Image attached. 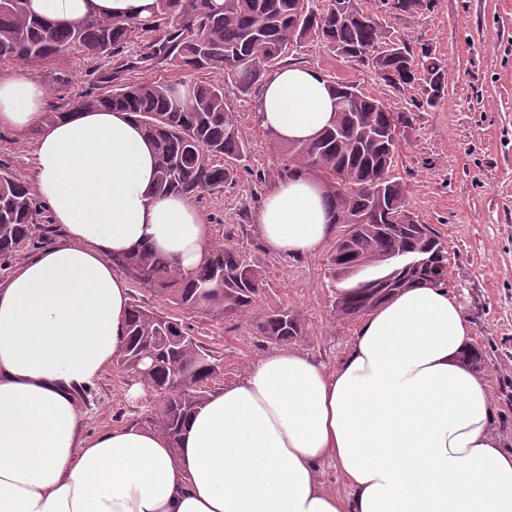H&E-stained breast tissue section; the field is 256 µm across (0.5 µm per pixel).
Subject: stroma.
<instances>
[{
    "instance_id": "stroma-1",
    "label": "stroma",
    "mask_w": 512,
    "mask_h": 512,
    "mask_svg": "<svg viewBox=\"0 0 512 512\" xmlns=\"http://www.w3.org/2000/svg\"><path fill=\"white\" fill-rule=\"evenodd\" d=\"M395 32L419 37L445 65V97L434 107L415 108L421 89L398 93L356 61L306 44L290 61L314 68L331 82L353 83L392 108H410L412 120L399 134L393 176L406 184L411 211L433 227L448 248L447 290L472 327L481 357L479 375L493 403L492 434L512 451V0H433L413 17L379 10L378 0H358ZM108 62L73 56L32 74L49 88L48 109H69L78 95L102 93L99 76ZM69 82L57 87V74ZM190 80L224 84V95L249 146L234 181L203 193L195 206L212 240L230 236L265 275L258 312L288 307L300 314L304 334L295 349L333 367L346 355L359 323L334 308L328 258L335 240L307 256H280L259 237L256 216L285 164L283 143L263 127L258 90L242 94L222 71L191 72ZM34 134L0 131V169L34 182L30 158ZM131 302L191 326L221 367L217 386L234 383L248 365L274 350L255 336L250 318L217 320L177 308L151 289L129 280ZM131 375L112 367L81 401L82 428L94 434L112 427L151 425L155 402L149 392L131 395Z\"/></svg>"
}]
</instances>
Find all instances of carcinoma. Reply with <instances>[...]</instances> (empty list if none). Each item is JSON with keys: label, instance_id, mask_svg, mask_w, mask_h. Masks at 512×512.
I'll return each instance as SVG.
<instances>
[{"label": "carcinoma", "instance_id": "carcinoma-1", "mask_svg": "<svg viewBox=\"0 0 512 512\" xmlns=\"http://www.w3.org/2000/svg\"><path fill=\"white\" fill-rule=\"evenodd\" d=\"M431 5L432 0H397L395 8L412 17ZM141 35L136 58L104 77L111 91L86 94L76 107L136 115L156 150L160 195L198 197L233 180V164L243 159L246 145L226 105L224 83L126 82L124 72L141 64H164L175 72L222 70L245 94L290 47L313 42L332 55L362 60L374 54V74L386 86L402 93L419 85L428 106L437 105L447 87V70L431 49L362 15L355 0H326L322 9L314 0H153L145 19L92 18L73 28L31 16L26 0H0V62L118 58ZM185 85L190 92H178ZM333 89V124L311 141L287 144L278 175L302 171L319 178L339 228L353 225L329 263L336 311L356 319L403 288L447 284L448 257L440 236L410 211L405 185L390 174L397 128L410 122L409 113L390 109L353 84L340 82ZM43 239L35 186L0 171V255ZM406 254L432 259L431 268L405 269L399 258ZM115 263L164 300L217 320L249 315L265 287L262 271L228 235L209 244L204 262L189 277L148 246ZM253 333L288 345L303 335L302 320L279 307L256 319ZM119 364L155 396L152 424L178 447L185 421L204 404L208 382L220 374L210 350L183 322L133 304Z\"/></svg>", "mask_w": 512, "mask_h": 512}]
</instances>
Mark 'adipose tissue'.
<instances>
[{"label": "adipose tissue", "mask_w": 512, "mask_h": 512, "mask_svg": "<svg viewBox=\"0 0 512 512\" xmlns=\"http://www.w3.org/2000/svg\"><path fill=\"white\" fill-rule=\"evenodd\" d=\"M153 0H27L58 28L148 16ZM45 86L0 71V129L34 130L36 189L58 242L0 283V512H512V452L489 430L486 381L464 367L470 325L447 289H404L363 316L330 368L292 348L252 363L187 420L178 447L131 425L84 434L79 390L125 345L129 288L114 258L149 245L182 274L207 254L190 199L157 195L156 158L126 112L44 123ZM263 125L288 143L335 116L328 81L291 64L261 85ZM266 247L316 253L336 231L322 185L278 181ZM335 465L348 491L328 489Z\"/></svg>", "instance_id": "ef3b65f1"}]
</instances>
